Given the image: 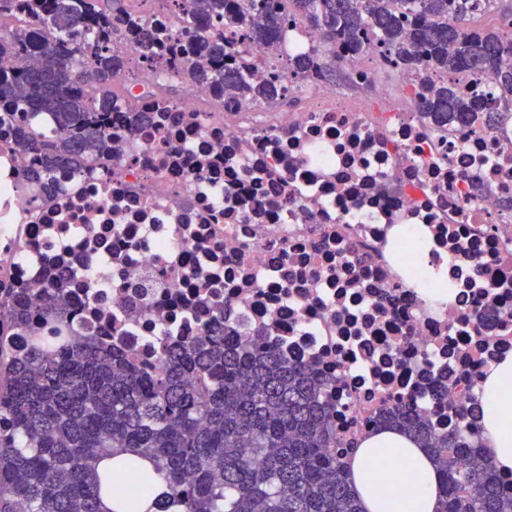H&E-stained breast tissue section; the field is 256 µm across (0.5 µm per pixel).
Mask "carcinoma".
<instances>
[{"label":"carcinoma","instance_id":"obj_1","mask_svg":"<svg viewBox=\"0 0 512 512\" xmlns=\"http://www.w3.org/2000/svg\"><path fill=\"white\" fill-rule=\"evenodd\" d=\"M126 0H0V60L32 55L31 66L0 68V125L22 152L39 156L25 172L43 193L56 171L112 155V113L132 130L153 124L129 88H116L124 54L121 32L164 83L190 79L219 99L278 101L271 83H255L254 58L224 66L225 49L260 46L300 17L323 34V46L296 63L336 75V43L355 58L377 43L394 65L414 70L428 91L420 102L436 129L476 124L481 108L434 73L464 71L512 98V37L494 29L463 31L454 20L491 5L512 21V0H173L183 15L211 22L182 42L171 30L130 11ZM67 277L47 283L36 300L0 301V512H131L153 499L156 512H360L350 457L358 442L336 437L329 381L260 338L228 342L206 326L186 344L160 345L154 373L114 352L89 332L54 348L22 347L4 333L68 336ZM402 430L428 449L441 473L440 512H512V492L476 430L441 431L408 405L385 412L373 431ZM164 479L157 490L155 477ZM114 507L102 506V499Z\"/></svg>","mask_w":512,"mask_h":512}]
</instances>
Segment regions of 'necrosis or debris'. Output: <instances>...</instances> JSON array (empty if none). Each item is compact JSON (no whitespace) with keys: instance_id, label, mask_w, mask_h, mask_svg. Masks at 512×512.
I'll return each instance as SVG.
<instances>
[{"instance_id":"1","label":"necrosis or debris","mask_w":512,"mask_h":512,"mask_svg":"<svg viewBox=\"0 0 512 512\" xmlns=\"http://www.w3.org/2000/svg\"><path fill=\"white\" fill-rule=\"evenodd\" d=\"M321 40L293 22L226 62L304 56ZM343 81L314 68L283 79L287 106H218L195 83L166 100L141 66L129 87L154 113L150 133L115 125L116 154L49 197L1 127L0 295H36L63 268L72 321L142 367H163L159 330L184 342L215 324L335 380L340 435L407 399L460 428L486 370L512 354V118L436 130L415 107L416 73L381 55ZM402 224L427 233L453 300L413 288Z\"/></svg>"}]
</instances>
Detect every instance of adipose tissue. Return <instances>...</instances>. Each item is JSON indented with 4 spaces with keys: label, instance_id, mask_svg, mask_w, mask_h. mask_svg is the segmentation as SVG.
Listing matches in <instances>:
<instances>
[{
    "label": "adipose tissue",
    "instance_id": "1",
    "mask_svg": "<svg viewBox=\"0 0 512 512\" xmlns=\"http://www.w3.org/2000/svg\"><path fill=\"white\" fill-rule=\"evenodd\" d=\"M477 396L484 410L478 420L482 440L497 470L511 475L512 355L487 370ZM351 474L363 512H388L399 483L409 488L399 512H436L439 475L426 450L401 432L385 429L363 439Z\"/></svg>",
    "mask_w": 512,
    "mask_h": 512
}]
</instances>
